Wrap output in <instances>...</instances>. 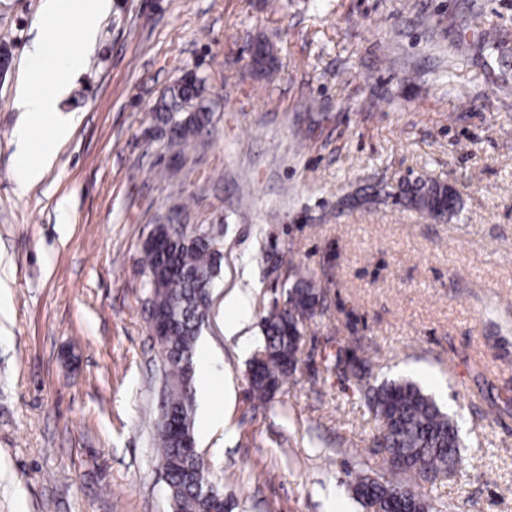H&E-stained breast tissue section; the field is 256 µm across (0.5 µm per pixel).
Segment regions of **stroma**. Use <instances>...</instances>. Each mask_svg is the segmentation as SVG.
I'll use <instances>...</instances> for the list:
<instances>
[{"mask_svg":"<svg viewBox=\"0 0 512 512\" xmlns=\"http://www.w3.org/2000/svg\"><path fill=\"white\" fill-rule=\"evenodd\" d=\"M0 0V512H173L154 446L160 349L142 242L165 216L218 233L222 271L196 351L228 426H195L230 512H364L360 474L431 512H512V0H112L61 103L71 138L42 182L13 175L14 106L36 47L81 45L75 17ZM505 27L493 66L463 20ZM274 56L248 64L254 45ZM211 121L175 154L154 108L186 72ZM434 179L435 220L397 203ZM325 310L267 402L248 366L290 267ZM249 301L238 317L229 296ZM371 357L364 381L346 360ZM416 383L460 414L453 478L391 472L366 389ZM398 198L403 204L435 219L452 216L458 206L454 193L448 192V185L433 180L401 184Z\"/></svg>","mask_w":512,"mask_h":512,"instance_id":"35a3bbf8","label":"stroma"}]
</instances>
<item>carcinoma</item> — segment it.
I'll return each mask as SVG.
<instances>
[{
    "mask_svg": "<svg viewBox=\"0 0 512 512\" xmlns=\"http://www.w3.org/2000/svg\"><path fill=\"white\" fill-rule=\"evenodd\" d=\"M201 96L197 86L178 85L156 106V120L166 126L185 119L187 114L173 111L174 106ZM190 117V125L179 143L183 150L195 144L197 129L209 123V113L203 106L194 107ZM398 198L435 219L452 216L458 206L455 195L448 192V185L433 180L400 185ZM157 232L180 272L166 273L155 252L142 249L144 274L149 288L154 290L153 304L172 321L163 338L170 358L163 362V422L156 426L155 444L160 460L171 464L168 491L173 512H210V498L204 496L197 484L198 463L185 452L165 419L173 415L185 433L193 432V386L186 384V378L187 373L195 372L197 341L209 320L210 289L221 272L223 255L215 249L216 241L206 235L191 238L168 224L159 225ZM292 278L288 310L282 312L274 305L262 319L263 341L259 351L266 354V360L260 372L249 379L253 394L261 401L270 399L282 378L297 370L298 365L292 364V360L299 349V338L323 303L321 291L312 280L296 272ZM368 408L378 423L371 446L382 448L392 470L409 472L419 479L430 474L435 479L448 474L460 461L463 442L458 422L415 383L385 382L371 389ZM367 489L380 512H393L398 504L404 512H427L425 501L399 483L370 482L366 478H356L351 483L358 502Z\"/></svg>",
    "mask_w": 512,
    "mask_h": 512,
    "instance_id": "1",
    "label": "carcinoma"
}]
</instances>
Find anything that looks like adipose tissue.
Wrapping results in <instances>:
<instances>
[{
    "instance_id": "1",
    "label": "adipose tissue",
    "mask_w": 512,
    "mask_h": 512,
    "mask_svg": "<svg viewBox=\"0 0 512 512\" xmlns=\"http://www.w3.org/2000/svg\"><path fill=\"white\" fill-rule=\"evenodd\" d=\"M86 65V58L81 51L62 48L53 57L36 53L31 60L35 71L50 70L52 89L48 92H34L28 87H21L16 97L19 111L28 113L31 121L48 122L51 139L58 144L69 140L74 128L72 117L60 116V104L72 85L73 79L81 74ZM17 152L13 168L14 176L24 185L38 183L51 168L54 155L50 152L33 156L27 128H20L17 133Z\"/></svg>"
}]
</instances>
